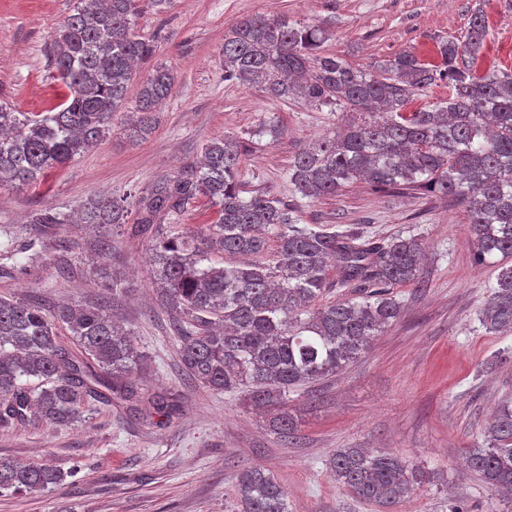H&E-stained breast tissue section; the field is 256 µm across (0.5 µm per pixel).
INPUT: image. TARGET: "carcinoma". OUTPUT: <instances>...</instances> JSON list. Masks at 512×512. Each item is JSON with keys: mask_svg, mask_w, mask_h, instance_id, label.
<instances>
[{"mask_svg": "<svg viewBox=\"0 0 512 512\" xmlns=\"http://www.w3.org/2000/svg\"><path fill=\"white\" fill-rule=\"evenodd\" d=\"M138 0H76L49 43L69 95L58 111L19 112L0 102V186L32 185L46 172L86 153L112 130L133 79V65L155 45L138 29ZM487 36L481 12L466 39L442 40L439 63L411 50L360 67L324 49L314 23L255 14L224 33V79L256 86L280 100L333 106L350 118L288 167L292 194L315 200L364 180L379 193L433 188L463 206L474 262L498 270L480 311L486 332H512V73L477 72ZM448 100L429 109L409 102L437 80ZM174 83L165 65L143 81L127 138L148 139L155 108ZM241 148L229 136L202 148V159L159 179L139 201L138 232L176 222L206 197L216 219L196 237L172 235L152 252V284L175 324L180 364L197 385L242 390L272 414V426L293 428L288 394L343 371L401 315L389 289L419 281L423 247L401 234L380 239L357 228L298 226L297 208L269 193L248 198L240 184ZM126 210L92 195L77 211L36 214L32 224H123ZM231 258L218 266L210 255ZM352 286L348 298L327 300L331 288ZM70 332L66 344L58 326ZM144 357L132 333L107 306L41 307L0 297V422L67 425L84 418L93 399L129 400L130 377ZM483 444L465 464L496 496L512 501V399L502 400L484 428ZM333 478L357 497L402 506L427 478L394 453L339 448ZM67 473L0 458V491L44 490ZM241 512H288L284 488L259 466L236 476Z\"/></svg>", "mask_w": 512, "mask_h": 512, "instance_id": "1", "label": "carcinoma"}]
</instances>
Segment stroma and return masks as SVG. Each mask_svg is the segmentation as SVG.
I'll return each instance as SVG.
<instances>
[{
	"label": "stroma",
	"instance_id": "obj_1",
	"mask_svg": "<svg viewBox=\"0 0 512 512\" xmlns=\"http://www.w3.org/2000/svg\"><path fill=\"white\" fill-rule=\"evenodd\" d=\"M75 0H0V101L44 112L66 89L45 48ZM140 34L153 41L128 88L134 109L141 82L163 64L175 80L156 129L135 144L120 123L84 155L32 186H0V296L45 309L113 304L145 356L142 401L174 394L170 418L116 402L90 403L82 422L0 426V457L62 468V485L0 492V512H238L239 466L261 465L288 491V512H385L338 485L329 460L339 448L392 451L429 477L398 512H501L502 502L468 470L464 451L501 400L512 397V333H486L479 312L496 272L473 263L463 208L428 192H373L356 182L333 197L295 200L287 171L303 147L340 125L329 108L267 97L224 78V32L266 13L312 22L330 35L325 47L370 65L411 50L437 60L441 40L462 38L475 10L488 30L478 68L512 70V0H172L154 10L140 0ZM275 119V131L259 125ZM242 143L246 195L269 192L299 202L304 225L358 224L381 238L411 234L426 260L421 287L396 289L404 305L395 324L341 373L288 397L293 438L246 408L243 393L211 391L180 370L174 329L153 292L149 258L167 225L143 235L134 224H56L38 237L32 212L70 211L92 194L134 198L159 178L197 161L209 140ZM125 290L113 297V282Z\"/></svg>",
	"mask_w": 512,
	"mask_h": 512
}]
</instances>
